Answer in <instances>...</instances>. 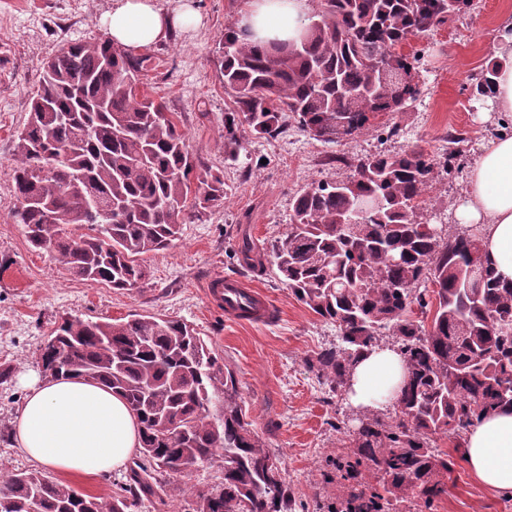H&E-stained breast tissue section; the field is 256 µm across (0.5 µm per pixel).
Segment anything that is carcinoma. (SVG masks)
I'll list each match as a JSON object with an SVG mask.
<instances>
[{
  "label": "carcinoma",
  "instance_id": "cac0c4a2",
  "mask_svg": "<svg viewBox=\"0 0 512 512\" xmlns=\"http://www.w3.org/2000/svg\"><path fill=\"white\" fill-rule=\"evenodd\" d=\"M471 0H320L297 42L249 40L234 24L218 40L219 70L234 105L224 113V155L236 159L240 127L257 138L282 132L294 119L315 139L334 143L349 121L354 137L379 117L419 96L397 95L396 77L415 70L404 42L448 21ZM489 63L475 86L492 92ZM152 68L108 40L68 43L42 67L27 125L13 158L17 223L30 244L51 252L73 277L132 290L145 282L140 257L162 250L181 226L224 204V178L208 169L191 191L196 163L173 113L141 93ZM434 164L416 150L361 160L341 183L319 182L294 197L287 231L251 268L271 257L278 277L313 313L336 324V345L306 359L307 369L336 392L355 362L392 332L406 379L399 415L365 417L337 459V471L363 462L376 484L346 491L345 512H388L446 493L442 474L453 458L436 446L440 435L464 447L462 434L483 416L512 407V281L494 275L482 239L463 231L449 239L418 213ZM360 200L378 201L348 228ZM112 210L90 223L89 209ZM432 285L428 290L426 285ZM435 312L425 329L409 317ZM46 376H76L120 395L142 427L139 456L123 493L71 494V487L36 470L0 473V512H130L144 496L166 505L160 475L221 459L224 481L188 490L184 512H294L295 502L276 456L246 420L238 380L224 357L180 319L131 314L125 321L66 317L40 348Z\"/></svg>",
  "mask_w": 512,
  "mask_h": 512
}]
</instances>
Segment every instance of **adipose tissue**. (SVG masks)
<instances>
[{"instance_id":"adipose-tissue-1","label":"adipose tissue","mask_w":512,"mask_h":512,"mask_svg":"<svg viewBox=\"0 0 512 512\" xmlns=\"http://www.w3.org/2000/svg\"><path fill=\"white\" fill-rule=\"evenodd\" d=\"M199 21L190 0L172 12L156 0H113L103 25L115 47L138 51ZM308 22L309 0H246L237 25L259 41H288ZM455 216L461 224L483 225V246L496 275L512 281V131H499L477 155ZM404 376L397 349L376 347L355 366L347 400L362 410L393 404ZM25 387L12 438L29 459L63 476L100 477L125 470L135 457L140 425L111 389L78 378L35 375L26 378ZM464 453L478 483L512 492V409L472 427Z\"/></svg>"}]
</instances>
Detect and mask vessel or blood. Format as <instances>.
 <instances>
[{
  "label": "vessel or blood",
  "mask_w": 512,
  "mask_h": 512,
  "mask_svg": "<svg viewBox=\"0 0 512 512\" xmlns=\"http://www.w3.org/2000/svg\"><path fill=\"white\" fill-rule=\"evenodd\" d=\"M210 295L223 305L229 321L262 323L273 316L268 296L241 278L227 276L212 281Z\"/></svg>",
  "instance_id": "1"
}]
</instances>
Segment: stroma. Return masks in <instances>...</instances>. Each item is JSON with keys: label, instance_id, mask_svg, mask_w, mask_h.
I'll use <instances>...</instances> for the list:
<instances>
[{"label": "stroma", "instance_id": "stroma-1", "mask_svg": "<svg viewBox=\"0 0 512 512\" xmlns=\"http://www.w3.org/2000/svg\"><path fill=\"white\" fill-rule=\"evenodd\" d=\"M202 18L190 31L148 48L153 68L144 92L172 112L186 133L198 164L224 173L223 207L184 224L167 249L143 255L148 277L143 287L119 291L79 280L46 251L33 248L17 224L18 205L11 178L15 136L29 116L41 65L64 44L106 38L102 24L112 0H0V471L33 470L10 441L14 416L26 394L23 377L40 373L38 351L67 315L92 320L129 314L159 315L191 324L239 380L241 404L267 448L277 455L290 483L295 512H328L335 484L325 483L341 445L359 427L362 411L345 392H330L305 361L335 344L337 330L309 311L272 270L245 266L241 250L262 252L287 229L294 197L319 181L340 182L360 159L385 152L420 150L437 164L420 211L424 222L445 234L461 232L455 210L467 170L501 127L488 98L473 86L489 61L498 59L501 19L512 0H471L465 12L411 38L405 50L417 58L418 99L383 116L378 129L339 143L317 140L298 124L288 137L257 139L243 132L237 161L224 159V114L232 105L219 72L215 46L235 21L240 0H193ZM455 155L457 170L442 164ZM237 274L264 291L272 320L240 324L224 317L208 298L210 281ZM221 461L194 466L186 476L167 475L170 512H182L183 489L220 485ZM445 494L431 504L399 512H512V494L482 488L462 457L444 476Z\"/></svg>", "mask_w": 512, "mask_h": 512}]
</instances>
